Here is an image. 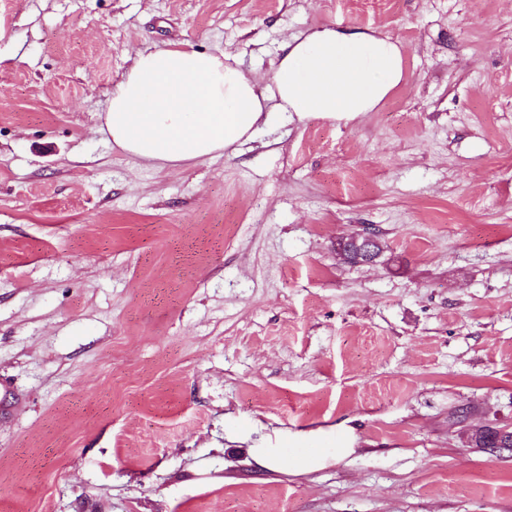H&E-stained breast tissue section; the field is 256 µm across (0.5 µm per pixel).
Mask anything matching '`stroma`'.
<instances>
[{
  "label": "stroma",
  "mask_w": 512,
  "mask_h": 512,
  "mask_svg": "<svg viewBox=\"0 0 512 512\" xmlns=\"http://www.w3.org/2000/svg\"><path fill=\"white\" fill-rule=\"evenodd\" d=\"M321 24L403 47L355 122L164 169L106 133L137 52L265 77ZM2 402L0 512H512L461 439L512 428V0H0ZM342 245L336 244L337 258L350 265L374 264L383 253V241L381 235L371 230L370 225H364L361 231L346 237L339 238Z\"/></svg>",
  "instance_id": "stroma-1"
}]
</instances>
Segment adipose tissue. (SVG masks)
<instances>
[{
	"label": "adipose tissue",
	"instance_id": "ef3b65f1",
	"mask_svg": "<svg viewBox=\"0 0 512 512\" xmlns=\"http://www.w3.org/2000/svg\"><path fill=\"white\" fill-rule=\"evenodd\" d=\"M405 79L398 41L332 25L286 39L265 80L190 47L144 50L110 91L105 128L133 157L174 167L237 151L276 113L349 124Z\"/></svg>",
	"mask_w": 512,
	"mask_h": 512
}]
</instances>
